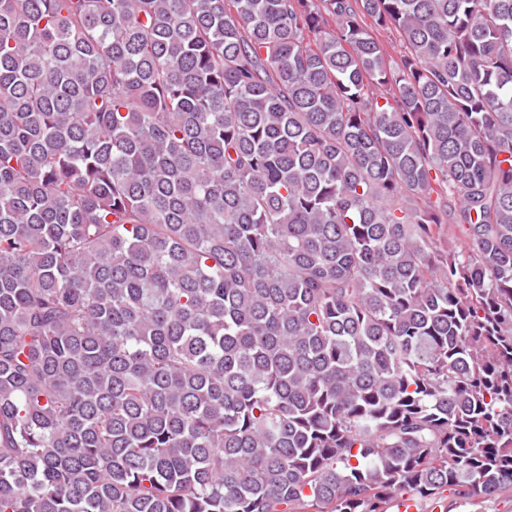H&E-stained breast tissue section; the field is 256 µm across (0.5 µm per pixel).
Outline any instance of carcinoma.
Here are the masks:
<instances>
[{"mask_svg":"<svg viewBox=\"0 0 512 512\" xmlns=\"http://www.w3.org/2000/svg\"><path fill=\"white\" fill-rule=\"evenodd\" d=\"M404 494L512 498V0H0V512Z\"/></svg>","mask_w":512,"mask_h":512,"instance_id":"1","label":"carcinoma"}]
</instances>
